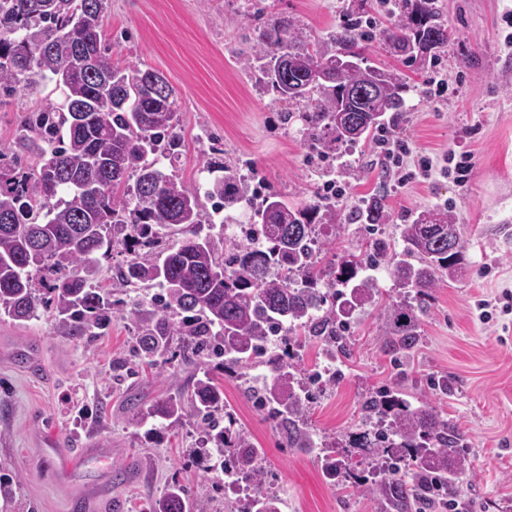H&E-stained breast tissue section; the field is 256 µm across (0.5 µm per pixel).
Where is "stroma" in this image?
I'll return each instance as SVG.
<instances>
[{"label":"stroma","instance_id":"obj_1","mask_svg":"<svg viewBox=\"0 0 512 512\" xmlns=\"http://www.w3.org/2000/svg\"><path fill=\"white\" fill-rule=\"evenodd\" d=\"M437 4L451 33L438 57L448 79L444 91L429 85V71L403 66L384 45L366 56L369 64L402 71L411 86L405 121L392 131L409 145L405 168L422 155L440 164L448 152L467 150L471 171L462 185L440 175L406 185L390 181L372 141L313 155L284 121L276 92L258 70L242 65L253 46L256 9L323 38L349 8L387 24L377 0H109L104 32L113 58L163 72L177 91L180 178L204 180L205 155L215 142L241 174L257 172L265 186L298 203L332 178L344 189L338 212L380 196L393 216L378 232L388 243L399 244L400 224L430 208L452 212L466 244L461 275L434 289L406 361L382 350V307L354 312L347 351L336 357L343 376L310 411L317 443L310 451L285 447L245 397L246 387H262L265 366L214 369L225 407L263 453V490L277 497L279 512H376L370 498L331 484L320 459L324 438L361 428L364 396L385 384L411 402H430L464 431L477 512H512V312L493 311L486 321L476 307L477 300L512 294V47L504 44L502 21L512 0ZM54 87L49 81L41 94L0 104V144L11 140L28 111L54 98ZM136 336L118 314L103 335L82 339L57 333L47 317L24 325L0 317V475L19 479L13 501L0 502V512H75L83 496L95 498L91 512H148L175 479L209 482L199 512H224L223 473H203L192 459L205 438L195 419L168 428L136 415L199 372L185 364L173 380L137 364L116 381L112 364L126 358ZM440 376L450 392L431 390V379ZM49 440L65 448L64 459L44 455ZM89 444L97 453L85 454Z\"/></svg>","mask_w":512,"mask_h":512}]
</instances>
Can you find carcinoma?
Here are the masks:
<instances>
[{
	"label": "carcinoma",
	"instance_id": "1",
	"mask_svg": "<svg viewBox=\"0 0 512 512\" xmlns=\"http://www.w3.org/2000/svg\"><path fill=\"white\" fill-rule=\"evenodd\" d=\"M107 7L108 0H0V102L36 92L46 79L63 96L27 114L0 146V316L25 323L47 314L59 332L81 339L104 333L119 312L138 331V357L168 366L173 377L175 360H198L203 377L192 389L161 399L146 415L171 425L199 418L213 444L196 450L204 472L220 469L260 494L238 512H279L276 497L263 494L262 452L225 410L211 364L222 358L229 372L266 366L270 381L254 401L285 447H315L311 406L338 374L299 377L287 354L269 352V340L286 347L301 332L344 350L353 311L382 300L376 281L359 272L383 265L403 289L384 306L383 350L405 357L419 342V313L433 288L461 273L460 225L446 211L422 210L401 225L400 251L374 238L339 265H323L321 230L339 228L328 198L316 192L293 204L266 188L250 196L239 169L213 159L203 170L218 176L203 193L166 173L161 160L175 166L183 147L176 90L163 74L112 58ZM75 23L76 43L54 39ZM375 42L424 70L448 44V27L435 0H414L384 27L350 13L322 40L268 18L243 65L262 74L278 101L301 107L285 119L298 122L314 153L330 155L372 140L408 110L404 75L367 64ZM80 46L92 52V66L81 64ZM284 57L296 61L293 72L281 70ZM201 194L214 209L238 213L235 239L211 233ZM390 220L377 197L344 217L367 226ZM114 246L127 259L112 280L140 284L144 295L127 301L101 285L98 252ZM362 407L366 430L337 453L336 442H324L325 477L362 490L379 512H423L468 498L463 480L472 461L453 421L427 402L412 404L396 386L373 389ZM202 494L204 485L176 480L150 512H194Z\"/></svg>",
	"mask_w": 512,
	"mask_h": 512
}]
</instances>
